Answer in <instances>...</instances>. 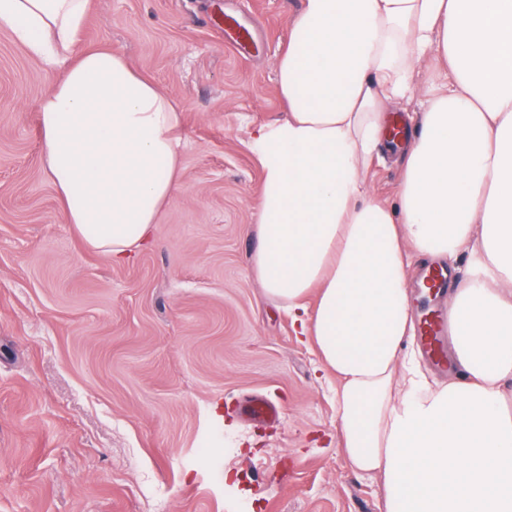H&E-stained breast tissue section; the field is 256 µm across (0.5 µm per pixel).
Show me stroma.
<instances>
[{
    "label": "stroma",
    "mask_w": 512,
    "mask_h": 512,
    "mask_svg": "<svg viewBox=\"0 0 512 512\" xmlns=\"http://www.w3.org/2000/svg\"><path fill=\"white\" fill-rule=\"evenodd\" d=\"M300 7L90 0L78 49L122 50L182 108L174 200L121 265L65 223L42 165L36 106L62 69L0 28V512H383L382 476L338 445L334 377L251 272L249 136L285 115ZM256 396L278 421L244 414Z\"/></svg>",
    "instance_id": "1"
}]
</instances>
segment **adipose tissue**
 Instances as JSON below:
<instances>
[{"instance_id": "adipose-tissue-1", "label": "adipose tissue", "mask_w": 512, "mask_h": 512, "mask_svg": "<svg viewBox=\"0 0 512 512\" xmlns=\"http://www.w3.org/2000/svg\"><path fill=\"white\" fill-rule=\"evenodd\" d=\"M87 4L0 0V28L64 67L37 104L42 162L66 223L119 262L174 198L181 108L121 51L76 50ZM277 72L288 112L249 140L251 270L335 376L341 448L382 475L384 512H512V0H302ZM413 100L389 204L366 172L388 105ZM461 254L454 374L432 387L405 270Z\"/></svg>"}]
</instances>
